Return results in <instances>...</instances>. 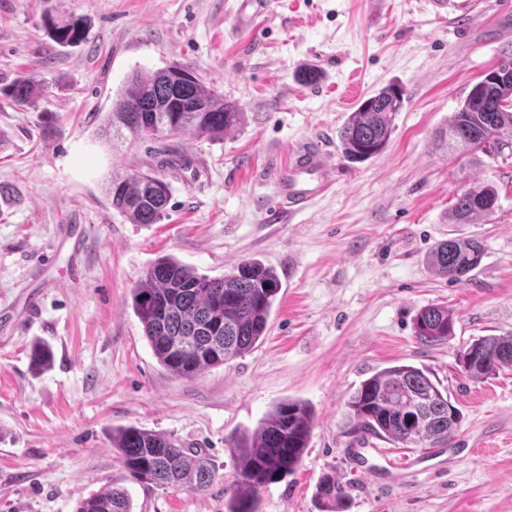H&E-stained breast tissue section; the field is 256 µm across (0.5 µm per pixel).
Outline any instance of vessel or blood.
<instances>
[{"mask_svg": "<svg viewBox=\"0 0 512 512\" xmlns=\"http://www.w3.org/2000/svg\"><path fill=\"white\" fill-rule=\"evenodd\" d=\"M271 13V0H236L235 16L243 29L257 28ZM335 183V168L319 150L304 148L291 154L278 174L277 187L286 210L307 208Z\"/></svg>", "mask_w": 512, "mask_h": 512, "instance_id": "obj_1", "label": "vessel or blood"}]
</instances>
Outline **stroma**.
<instances>
[{"label":"stroma","mask_w":512,"mask_h":512,"mask_svg":"<svg viewBox=\"0 0 512 512\" xmlns=\"http://www.w3.org/2000/svg\"><path fill=\"white\" fill-rule=\"evenodd\" d=\"M47 14L86 20V40L57 44ZM511 47L512 0H479L474 17L434 16L426 0H275L255 33L237 27L232 0H0V77L28 73L44 87L33 105L0 99V512H73L115 482L132 512H227L230 438L288 398L313 408L311 439L256 512H324L316 488L327 474L349 484L346 512H512V370L473 381L456 363L472 338L512 332V147L470 161L433 139ZM171 64L243 119L218 141L174 140L188 163L164 172L166 216L132 224L112 209L108 182L160 143L114 148L100 131L134 72ZM387 86L404 96L389 143L349 163L337 132ZM305 146L326 152L338 177L291 213L275 178ZM475 181L497 185L495 213L449 223L456 190ZM451 237L485 247L472 282L427 265ZM163 255L211 277L245 258L273 267L281 291L264 342L191 378L162 368L131 290ZM73 262L78 280L61 279ZM429 305L454 313L448 344L414 335ZM37 343L51 352L40 369ZM398 364L427 368L460 409L448 447L351 434L350 393ZM131 425L173 434L217 479L202 492L139 482L111 444Z\"/></svg>","instance_id":"stroma-1"}]
</instances>
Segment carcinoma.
Returning <instances> with one entry per match:
<instances>
[{
  "label": "carcinoma",
  "mask_w": 512,
  "mask_h": 512,
  "mask_svg": "<svg viewBox=\"0 0 512 512\" xmlns=\"http://www.w3.org/2000/svg\"><path fill=\"white\" fill-rule=\"evenodd\" d=\"M48 35L60 45L86 38L87 21L74 17L43 20ZM498 80L475 82L448 123L436 131L438 147L449 154H489L500 149L501 136L512 135V53L503 51L494 66ZM43 94L42 84L22 75L0 85V96L16 104H31ZM404 98L385 87L358 103L339 130L343 158L362 162L381 154ZM242 113L218 91L206 87L184 65L152 73H135L113 103L105 136L112 146L122 141L177 138L190 132L204 140L222 138L237 128ZM168 158L156 171L143 163L112 174L108 193L112 209L132 224H157L165 217L170 185L161 176L178 164ZM498 188L492 183L468 184L455 193L448 213L451 224H475L497 207ZM483 245L471 238H450L429 254L428 263L441 276L468 283L483 261ZM281 290L275 270L258 259H246L230 273L211 278L172 255L158 258L131 289L132 306L143 336L158 363L171 374L190 378L220 367L253 350L262 341ZM414 334L427 346L448 343L455 335V318L446 306H426L414 318ZM461 372L484 380L512 369V333L479 336L457 353ZM355 436L370 435L400 447L443 448L457 433L460 410L423 367L394 365L363 380L347 401ZM314 423L312 409L299 400L277 403L256 429L231 439L235 480L229 512H255L260 491L293 473L308 448ZM112 448L122 467L146 484L207 490L217 478L210 460L163 432L128 426L112 433ZM350 486L326 475L316 493L327 512H344ZM74 512H132L122 486L108 488L77 502Z\"/></svg>",
  "instance_id": "carcinoma-1"
}]
</instances>
